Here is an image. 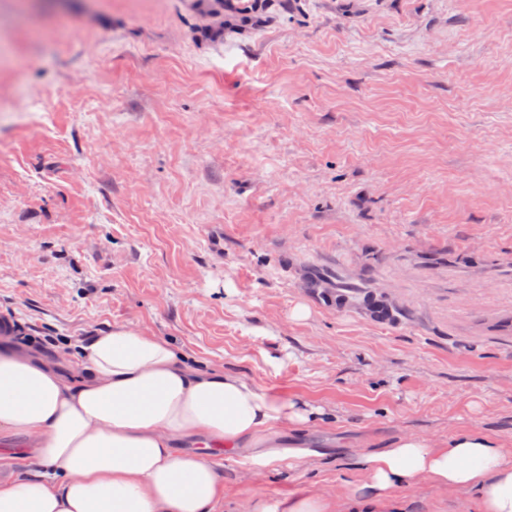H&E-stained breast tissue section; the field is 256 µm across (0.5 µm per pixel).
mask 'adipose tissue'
<instances>
[{
    "mask_svg": "<svg viewBox=\"0 0 512 512\" xmlns=\"http://www.w3.org/2000/svg\"><path fill=\"white\" fill-rule=\"evenodd\" d=\"M49 361L0 347V434L34 448V475L0 483V512H212L222 481L212 446L277 457L279 433H303L324 408L270 392L234 370L191 366L171 343L125 325ZM194 441L193 452L179 451ZM354 486L299 491L240 512H403L409 485L448 499L473 493L479 512H512V450L477 428L435 441L398 436L352 458Z\"/></svg>",
    "mask_w": 512,
    "mask_h": 512,
    "instance_id": "ef3b65f1",
    "label": "adipose tissue"
}]
</instances>
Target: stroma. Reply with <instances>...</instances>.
Wrapping results in <instances>:
<instances>
[{"label": "stroma", "instance_id": "1", "mask_svg": "<svg viewBox=\"0 0 512 512\" xmlns=\"http://www.w3.org/2000/svg\"><path fill=\"white\" fill-rule=\"evenodd\" d=\"M206 7L0 0V343L124 324L327 409L315 460L213 451L215 512L403 433L512 446V0Z\"/></svg>", "mask_w": 512, "mask_h": 512}]
</instances>
